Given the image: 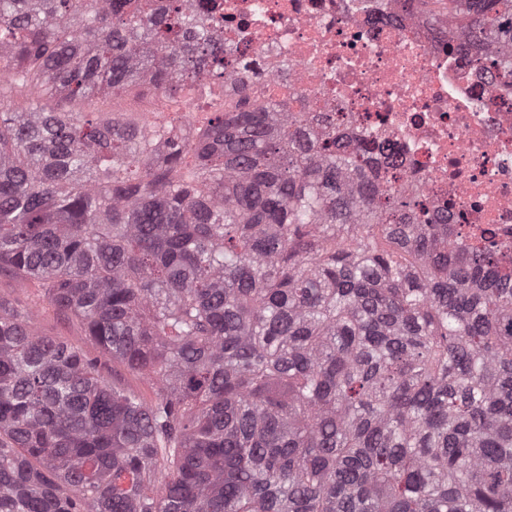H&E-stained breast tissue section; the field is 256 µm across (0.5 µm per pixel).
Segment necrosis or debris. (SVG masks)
<instances>
[{
	"mask_svg": "<svg viewBox=\"0 0 512 512\" xmlns=\"http://www.w3.org/2000/svg\"><path fill=\"white\" fill-rule=\"evenodd\" d=\"M259 95L375 142L407 196L454 213L467 243L512 261V89L421 0H207Z\"/></svg>",
	"mask_w": 512,
	"mask_h": 512,
	"instance_id": "1",
	"label": "necrosis or debris"
}]
</instances>
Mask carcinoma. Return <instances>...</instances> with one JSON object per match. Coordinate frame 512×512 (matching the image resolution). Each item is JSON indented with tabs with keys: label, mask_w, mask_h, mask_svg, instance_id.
Here are the masks:
<instances>
[{
	"label": "carcinoma",
	"mask_w": 512,
	"mask_h": 512,
	"mask_svg": "<svg viewBox=\"0 0 512 512\" xmlns=\"http://www.w3.org/2000/svg\"><path fill=\"white\" fill-rule=\"evenodd\" d=\"M512 76V0H431ZM190 0H0V512H512V271L352 143L255 96L193 138L14 109L144 87L231 49ZM0 300L37 307V325L42 334L64 339L91 358H101L98 348L84 335L79 324L43 302L40 288L33 283H21L9 274L0 275Z\"/></svg>",
	"instance_id": "carcinoma-1"
}]
</instances>
